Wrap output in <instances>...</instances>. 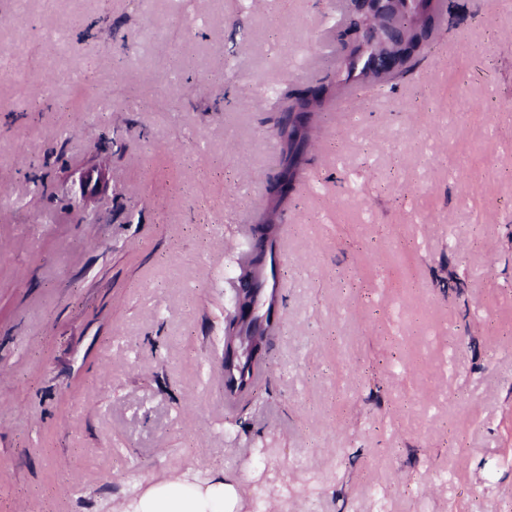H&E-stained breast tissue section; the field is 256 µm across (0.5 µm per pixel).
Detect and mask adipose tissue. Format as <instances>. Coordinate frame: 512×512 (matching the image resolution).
<instances>
[{
  "label": "adipose tissue",
  "instance_id": "adipose-tissue-1",
  "mask_svg": "<svg viewBox=\"0 0 512 512\" xmlns=\"http://www.w3.org/2000/svg\"><path fill=\"white\" fill-rule=\"evenodd\" d=\"M236 491L215 475L206 485L182 478L158 482L142 492L132 512H234Z\"/></svg>",
  "mask_w": 512,
  "mask_h": 512
}]
</instances>
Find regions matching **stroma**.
<instances>
[{"instance_id": "stroma-1", "label": "stroma", "mask_w": 512, "mask_h": 512, "mask_svg": "<svg viewBox=\"0 0 512 512\" xmlns=\"http://www.w3.org/2000/svg\"><path fill=\"white\" fill-rule=\"evenodd\" d=\"M350 0H0V512H512V0L330 95L281 207L251 391L224 328ZM84 200L76 209V200ZM308 95L309 92L305 91L287 90L282 97L277 127L283 144L284 167L269 185V192L276 200H279V195L275 193L276 189L287 182L292 183L306 162L305 146L310 126L308 121L312 113L295 112H303L312 103L308 100ZM253 323L250 322L247 325H242L238 331L234 330V322H230L225 327V335L224 336V389L229 394H236L244 391H248L255 377L256 372L260 368L263 363V357L261 353V348L255 353L252 363H251V373L248 378L247 375L243 377L242 380L238 379L235 374V357L238 354L239 350L244 349L245 352L251 351L259 342L257 339L246 340L244 336H228L234 331H236L237 335H240L242 332H245L248 335L252 330ZM233 376L234 381L229 386L227 385V379ZM236 490L218 473L205 486L176 477L158 482L142 492L132 512H235Z\"/></svg>"}]
</instances>
